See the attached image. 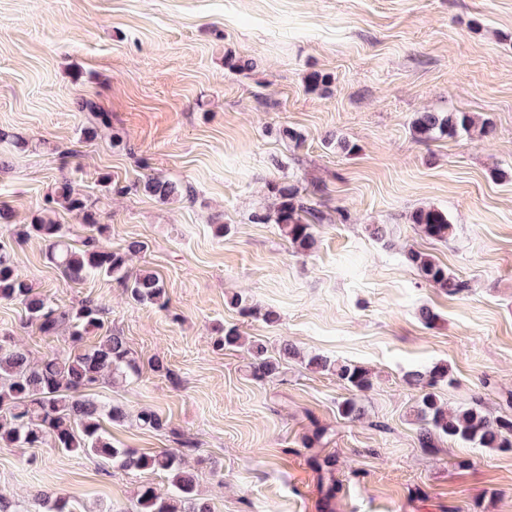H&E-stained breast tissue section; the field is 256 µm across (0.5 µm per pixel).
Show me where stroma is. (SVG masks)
<instances>
[{"mask_svg":"<svg viewBox=\"0 0 512 512\" xmlns=\"http://www.w3.org/2000/svg\"><path fill=\"white\" fill-rule=\"evenodd\" d=\"M228 54L253 69L228 70ZM315 71L330 76L327 91L307 90ZM80 97L110 112L111 128L86 134ZM425 111L470 112L495 134L418 143L410 123ZM286 127L302 144L282 137ZM1 155L0 204L13 220L0 244L37 291L101 304L104 329L139 365L99 391L128 414L108 427L118 447L182 452L212 512H512V450L445 438L423 447L419 392L405 379L447 364L448 408L512 415V0H0ZM150 175L191 184L194 201L148 196L139 184ZM65 179L108 225L112 248L143 242L130 269L163 281L167 308L99 276L65 283L45 242L24 235ZM272 180L297 184L322 211L314 253L253 223ZM420 206L446 211L455 235L420 236L409 220ZM370 224L385 225L388 242ZM410 248L465 290L423 280L404 260ZM235 294L279 322L241 314ZM220 326L270 354L286 341L299 354L278 379L254 380L245 348L215 347ZM0 334L35 361L99 339L43 336L10 301ZM314 354L367 368L371 388L355 394L309 368ZM352 396L358 420L338 410ZM144 408L168 429L140 428ZM317 455L334 466L317 471ZM145 485L164 490L168 478L49 442L0 445V494L21 512H42L43 493L79 512H136Z\"/></svg>","mask_w":512,"mask_h":512,"instance_id":"obj_1","label":"stroma"}]
</instances>
